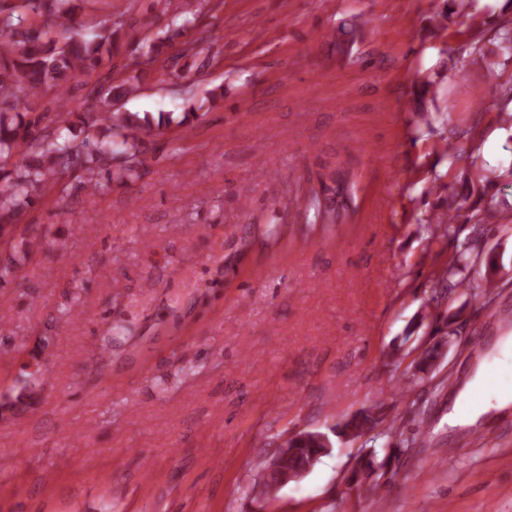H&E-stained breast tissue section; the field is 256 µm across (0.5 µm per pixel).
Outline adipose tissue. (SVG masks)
<instances>
[{
  "instance_id": "obj_1",
  "label": "adipose tissue",
  "mask_w": 512,
  "mask_h": 512,
  "mask_svg": "<svg viewBox=\"0 0 512 512\" xmlns=\"http://www.w3.org/2000/svg\"><path fill=\"white\" fill-rule=\"evenodd\" d=\"M512 360V336L502 337L497 352L485 360L469 375L457 391L448 409L449 427H471L486 422L512 406V388H500L486 398H479V391L487 384L488 370Z\"/></svg>"
}]
</instances>
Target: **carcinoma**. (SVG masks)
<instances>
[{"instance_id": "cac0c4a2", "label": "carcinoma", "mask_w": 512, "mask_h": 512, "mask_svg": "<svg viewBox=\"0 0 512 512\" xmlns=\"http://www.w3.org/2000/svg\"><path fill=\"white\" fill-rule=\"evenodd\" d=\"M151 8L173 9L171 21L174 34L195 28L201 9L193 8V0H150ZM44 17L41 26L25 23L28 17ZM133 42L131 61L140 57L146 63L127 75L126 69L111 70L102 83L88 85L85 77L112 62L121 40ZM165 39L149 34L134 33L123 14L107 15V19L90 26L80 34L73 30L72 0H17L10 11L0 9V238L14 234V218L23 210L47 197L57 186L58 175L66 170L84 173L83 190L93 195L112 181L128 182L142 176L144 162L139 146L146 139L172 125L188 127L198 118V107L183 106L179 116L160 112L153 117L138 116L127 109L129 101L142 90L144 74L152 70L156 82H165V66H156ZM85 90L84 98L100 104L101 111L86 112L72 106L67 96L71 86ZM432 83L427 81L414 92V112L420 121L429 123L424 98L435 100ZM54 113L53 124L42 125L43 115ZM81 124L83 137L74 135ZM448 208L444 216L450 224L474 221L489 224L497 210L489 203L485 217L479 210L463 215L464 203ZM314 218L324 221L335 209L326 206L319 193L308 199ZM471 261V248L455 250L448 266L438 270V282H451ZM443 336L428 346L420 358L412 362V378L423 380L441 356L447 338L454 335L451 323H444ZM40 376L31 372L19 382L16 399L5 398L1 409L16 411L36 394ZM383 418L364 410L336 426V435L358 438L374 432ZM324 443L312 436H300L286 441L283 467L300 473L315 466L325 454ZM383 464L370 453L358 460L350 484L362 489L375 467ZM281 489L272 475H264L258 496L269 499Z\"/></svg>"}]
</instances>
